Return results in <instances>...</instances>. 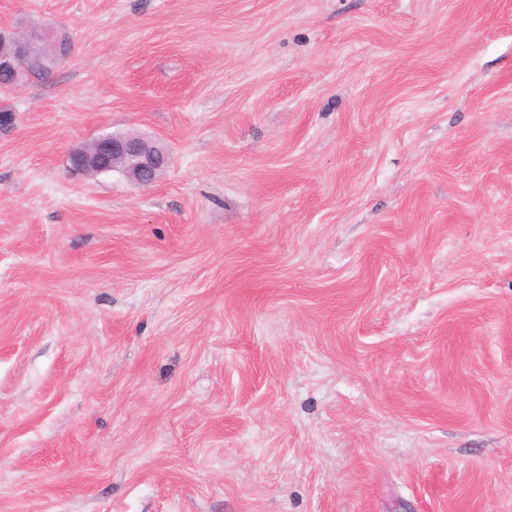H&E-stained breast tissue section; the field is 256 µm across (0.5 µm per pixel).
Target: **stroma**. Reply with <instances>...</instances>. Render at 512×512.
I'll return each instance as SVG.
<instances>
[{"label": "stroma", "instance_id": "1", "mask_svg": "<svg viewBox=\"0 0 512 512\" xmlns=\"http://www.w3.org/2000/svg\"><path fill=\"white\" fill-rule=\"evenodd\" d=\"M0 512H512V0H0ZM136 133L144 187L70 172ZM15 58H24L36 55L49 56L56 53L59 63L67 59L71 53L59 31L53 28H43L36 37H23L15 42ZM72 168L99 175L119 168L141 185H151L168 162L167 153L137 134L103 135L74 153Z\"/></svg>", "mask_w": 512, "mask_h": 512}]
</instances>
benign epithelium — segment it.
<instances>
[{"label": "benign epithelium", "mask_w": 512, "mask_h": 512, "mask_svg": "<svg viewBox=\"0 0 512 512\" xmlns=\"http://www.w3.org/2000/svg\"><path fill=\"white\" fill-rule=\"evenodd\" d=\"M56 53L59 61L70 56L65 40L59 31L43 28L35 37H23L15 42V57ZM168 162L167 153L150 144L137 134L103 135L92 140L85 148L75 152L72 168L78 172L99 175L118 168L141 185L155 182Z\"/></svg>", "instance_id": "1"}]
</instances>
